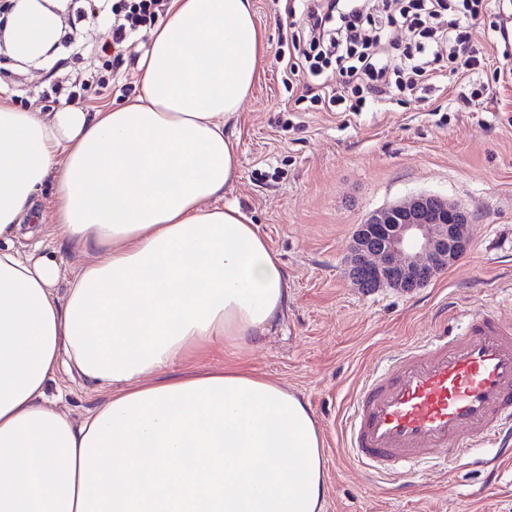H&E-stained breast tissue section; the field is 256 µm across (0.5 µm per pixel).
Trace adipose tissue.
<instances>
[{
	"instance_id": "adipose-tissue-1",
	"label": "adipose tissue",
	"mask_w": 512,
	"mask_h": 512,
	"mask_svg": "<svg viewBox=\"0 0 512 512\" xmlns=\"http://www.w3.org/2000/svg\"><path fill=\"white\" fill-rule=\"evenodd\" d=\"M8 34L32 60L61 30L18 0ZM265 54L253 0H170L128 103L0 100V512H324L302 396L234 364L164 376L219 339L243 351L288 308L278 256L224 201L239 167L224 128ZM48 182L58 245L21 254ZM66 251L82 257L68 273ZM62 369L102 395L81 419L48 404Z\"/></svg>"
}]
</instances>
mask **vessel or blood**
<instances>
[{
	"label": "vessel or blood",
	"mask_w": 512,
	"mask_h": 512,
	"mask_svg": "<svg viewBox=\"0 0 512 512\" xmlns=\"http://www.w3.org/2000/svg\"><path fill=\"white\" fill-rule=\"evenodd\" d=\"M459 333L407 345L363 381L346 419V445L366 472L393 476L428 449L449 461L477 444H512V320L470 310Z\"/></svg>",
	"instance_id": "1"
}]
</instances>
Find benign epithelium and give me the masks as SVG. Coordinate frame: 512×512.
<instances>
[{"label":"benign epithelium","instance_id":"1","mask_svg":"<svg viewBox=\"0 0 512 512\" xmlns=\"http://www.w3.org/2000/svg\"><path fill=\"white\" fill-rule=\"evenodd\" d=\"M469 214L431 194L382 208L358 225L350 263L378 286L412 293L470 247Z\"/></svg>","mask_w":512,"mask_h":512}]
</instances>
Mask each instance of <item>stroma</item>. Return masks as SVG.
<instances>
[{
    "label": "stroma",
    "mask_w": 512,
    "mask_h": 512,
    "mask_svg": "<svg viewBox=\"0 0 512 512\" xmlns=\"http://www.w3.org/2000/svg\"><path fill=\"white\" fill-rule=\"evenodd\" d=\"M292 0H254L268 45L260 79L231 131L239 170L224 200L259 225L288 276V312L246 354L223 343L193 354L169 370L215 371L237 360L299 392L325 436V512H512V458L481 444L454 469L436 464L413 471L408 490L370 478L346 452L345 421L364 379L410 342L435 335L451 302L461 311L512 312V42L492 22L512 29V0H485L478 46L489 59L484 75L458 73L441 81L427 100L392 101L336 112L304 94L308 74L287 77L282 59L292 47ZM61 29L72 36L55 56L21 64L0 50V97L21 112L60 110L55 91L81 84L91 73L116 70L137 86L136 61L146 40L125 43L120 57L106 52L111 31L90 15L85 0H57ZM483 102L461 97L479 83ZM434 194L467 211L471 247L453 266L414 293L379 288L367 294L348 276L358 224L380 208L419 194ZM57 410L80 418L100 395L91 385L59 373Z\"/></svg>",
    "instance_id": "stroma-1"
}]
</instances>
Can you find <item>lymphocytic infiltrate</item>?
I'll use <instances>...</instances> for the list:
<instances>
[{"mask_svg":"<svg viewBox=\"0 0 512 512\" xmlns=\"http://www.w3.org/2000/svg\"><path fill=\"white\" fill-rule=\"evenodd\" d=\"M168 0H112L109 21L112 49L150 30L167 11ZM448 0H382L381 9L370 11L361 0H298L300 34L285 64L289 73L308 69L316 82L313 100L346 103L348 111H362L368 96L383 97L398 77V90L417 92L419 80H432L444 72L483 70L485 62L473 47V27L453 19L442 21ZM404 29L414 44L404 57L388 54L382 38L388 28ZM335 63L347 79L348 93L329 92L321 75Z\"/></svg>","mask_w":512,"mask_h":512,"instance_id":"lymphocytic-infiltrate-1","label":"lymphocytic infiltrate"}]
</instances>
